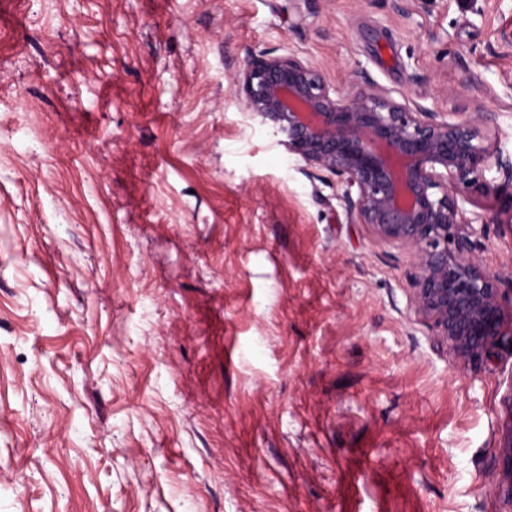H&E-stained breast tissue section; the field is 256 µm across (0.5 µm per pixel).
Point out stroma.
Wrapping results in <instances>:
<instances>
[{
    "mask_svg": "<svg viewBox=\"0 0 512 512\" xmlns=\"http://www.w3.org/2000/svg\"><path fill=\"white\" fill-rule=\"evenodd\" d=\"M288 53L512 156V0H0V512H503L512 346L457 358L411 251L247 120Z\"/></svg>",
    "mask_w": 512,
    "mask_h": 512,
    "instance_id": "35a3bbf8",
    "label": "stroma"
}]
</instances>
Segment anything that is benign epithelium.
Returning <instances> with one entry per match:
<instances>
[{
  "label": "benign epithelium",
  "mask_w": 512,
  "mask_h": 512,
  "mask_svg": "<svg viewBox=\"0 0 512 512\" xmlns=\"http://www.w3.org/2000/svg\"><path fill=\"white\" fill-rule=\"evenodd\" d=\"M244 111L285 135L279 144L306 165L336 177L353 223L380 241L409 248L415 260L412 303L463 361L490 362L508 340L501 289L461 231L480 171L512 182V157L484 143L488 112L440 119L381 88L338 95L313 63L296 54L252 56L235 81ZM507 476L500 492L512 512V433L502 443Z\"/></svg>",
  "instance_id": "obj_1"
}]
</instances>
